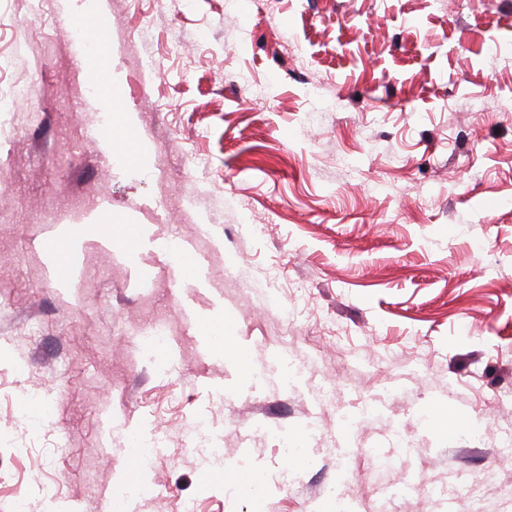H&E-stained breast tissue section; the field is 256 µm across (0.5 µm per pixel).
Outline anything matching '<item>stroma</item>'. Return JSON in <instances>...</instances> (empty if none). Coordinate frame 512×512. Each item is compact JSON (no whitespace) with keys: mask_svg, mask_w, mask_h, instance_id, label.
I'll list each match as a JSON object with an SVG mask.
<instances>
[{"mask_svg":"<svg viewBox=\"0 0 512 512\" xmlns=\"http://www.w3.org/2000/svg\"><path fill=\"white\" fill-rule=\"evenodd\" d=\"M81 4L0 0V99L36 87L0 131V512H448L465 480L512 512V0H102L142 172L73 83ZM124 221L145 227L130 258ZM175 234L201 282L167 266ZM158 315L162 363L139 335ZM199 419L260 498L204 482ZM135 432L162 445L157 493L130 500Z\"/></svg>","mask_w":512,"mask_h":512,"instance_id":"stroma-1","label":"stroma"}]
</instances>
